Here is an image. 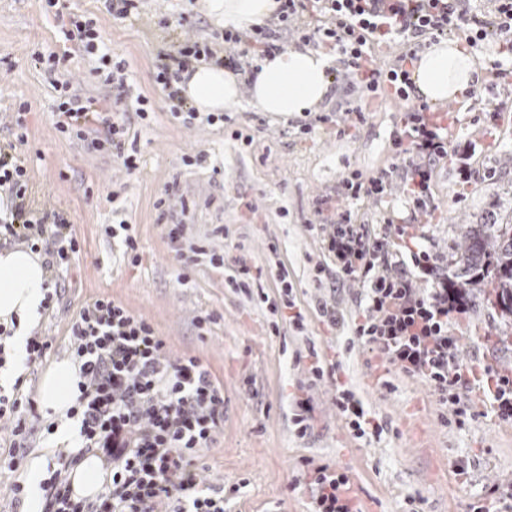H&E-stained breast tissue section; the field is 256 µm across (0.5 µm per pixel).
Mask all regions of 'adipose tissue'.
I'll return each instance as SVG.
<instances>
[{
    "label": "adipose tissue",
    "mask_w": 512,
    "mask_h": 512,
    "mask_svg": "<svg viewBox=\"0 0 512 512\" xmlns=\"http://www.w3.org/2000/svg\"><path fill=\"white\" fill-rule=\"evenodd\" d=\"M211 11L225 27L244 33L253 25L270 18L276 0H211ZM254 80L245 75L208 63L193 65L189 78L182 83L186 100L200 112L229 110L238 103L241 86L250 83L253 104L263 112L285 118L314 111L324 100L331 78L332 58L323 50L291 49L257 59ZM411 79L420 96L432 103L457 98L461 91L476 85L481 73L463 41L442 39L420 53L411 70ZM50 272L40 254L18 247L0 251V324L15 325L14 335L6 342L16 359H23L25 340L40 319ZM80 364L65 357L47 371L39 385L43 410L59 427L48 453L32 456L26 467L31 488L30 512H40L45 478L46 456L70 451L75 431L66 416L74 405ZM111 472L97 456L82 457L71 471L75 494L95 499Z\"/></svg>",
    "instance_id": "obj_1"
}]
</instances>
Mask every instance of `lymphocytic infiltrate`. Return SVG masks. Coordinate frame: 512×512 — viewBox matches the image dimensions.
<instances>
[{"label":"lymphocytic infiltrate","instance_id":"lymphocytic-infiltrate-1","mask_svg":"<svg viewBox=\"0 0 512 512\" xmlns=\"http://www.w3.org/2000/svg\"><path fill=\"white\" fill-rule=\"evenodd\" d=\"M470 0H279L277 20L253 26L248 36L225 33L223 49L183 40L175 52L159 56L156 82L172 103V116L192 124L198 114L179 96L178 84L191 61L210 60L239 70L246 58L284 50L287 36L336 54L346 80L344 110L354 124L366 112L361 93L406 104L392 136L396 159L404 162L405 195L413 209L430 206L433 170L448 155V135L430 106L416 100L410 67L421 41L466 30L470 47L479 49L491 36L512 39V0H493L484 14L473 13ZM52 13L64 42L96 58L95 76L111 84L105 100L83 97L69 81H55L56 129L109 151L126 171L137 168L125 149L127 113L145 117L147 97L131 96L124 59L111 55L95 19L64 11L60 0H39ZM402 39L406 50L394 63H377L373 46ZM20 104L11 122L14 141L0 146V240L26 244L44 253L49 268L63 270L80 251L74 226L60 211L36 212L29 198L30 177L16 153L28 138ZM389 171L369 179L344 177L335 200L326 202L319 226L324 250L339 280L361 281L365 307L353 335L380 352L409 376L423 377L442 406L463 424L470 408L467 379L457 365L458 338L451 314L464 311L448 287V269L418 249L410 224H385L370 232L351 221L350 206L361 196H380L390 185ZM70 351L81 364L76 402L67 415L79 423L80 452L102 455L112 465V481L95 500L75 497L68 478L75 458L58 455L43 482V512H224V487L202 480L195 464L224 429V388L196 357L171 359L163 340L143 317L111 296L83 306L70 327ZM334 403L355 437L381 434L363 402L349 389L338 390ZM35 402L26 395H0V427L11 432L12 452L4 464L16 468L34 427ZM313 512H351L350 484L343 473L321 466L311 473Z\"/></svg>","mask_w":512,"mask_h":512}]
</instances>
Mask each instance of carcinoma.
<instances>
[{"label": "carcinoma", "mask_w": 512, "mask_h": 512, "mask_svg": "<svg viewBox=\"0 0 512 512\" xmlns=\"http://www.w3.org/2000/svg\"><path fill=\"white\" fill-rule=\"evenodd\" d=\"M464 244L448 259V287L466 295L487 288L489 302L512 315V221L480 218L462 231Z\"/></svg>", "instance_id": "carcinoma-1"}]
</instances>
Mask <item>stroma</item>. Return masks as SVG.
<instances>
[{"label":"stroma","instance_id":"stroma-1","mask_svg":"<svg viewBox=\"0 0 512 512\" xmlns=\"http://www.w3.org/2000/svg\"><path fill=\"white\" fill-rule=\"evenodd\" d=\"M69 11L94 15L107 46L128 64L135 92L152 104L146 118L130 115L129 138L138 167L126 172L111 154L64 138L54 128L53 81L70 80L86 97L107 98L112 88L90 73L94 56L73 54L55 72L31 59L58 50L59 35L37 0H0V114L29 103L28 140L18 150L30 173L38 207L66 211L82 249L62 272L65 289L43 310L37 329L52 337L42 364L21 365L22 389L34 392L42 375L68 356L69 328L78 311L100 295L143 316L165 343L169 357L200 358L224 385V430L197 465L211 482H223L227 512H309L308 471L319 465L345 473L371 512H471L491 500L496 486L512 484V423L500 421L482 395L485 369L512 368V317L501 316L481 295L453 316L457 361L474 372L468 384L471 414L463 425L445 423L444 409L427 381L402 373L362 344H348L351 324L363 311L362 286L316 280L327 263L319 202L336 195L351 172L370 177L394 161L391 138L396 106L377 100L365 124L338 133L317 115L344 99L330 83L317 112L283 119L259 111L250 97L227 120L173 119L154 79L158 53L185 35L218 42L224 33L208 0H148L131 23L113 20L104 0H65ZM168 27H160L161 16ZM448 156L435 168L429 213L414 214L401 182L390 195L352 205L351 221L376 226L421 222V246L439 259L462 244L461 228L481 214L512 217V86L481 81L462 94L449 114ZM312 134H302L303 125ZM204 153L206 163L186 165ZM119 194L122 210L112 208ZM129 226L140 245L131 264L121 238L107 226ZM184 227L185 243L203 242L224 254L223 268L177 254L167 237ZM222 234H215V227ZM247 264L252 294L225 287V276ZM288 270L295 309L307 329L289 323L293 309L269 311L255 292L277 297L271 265ZM325 301L344 316L323 323L315 305ZM210 316L198 329L197 316ZM335 365V381H316L313 363ZM353 390L383 430L355 437L334 404L335 385ZM309 399L312 429L298 436L292 419L298 399Z\"/></svg>","mask_w":512,"mask_h":512}]
</instances>
